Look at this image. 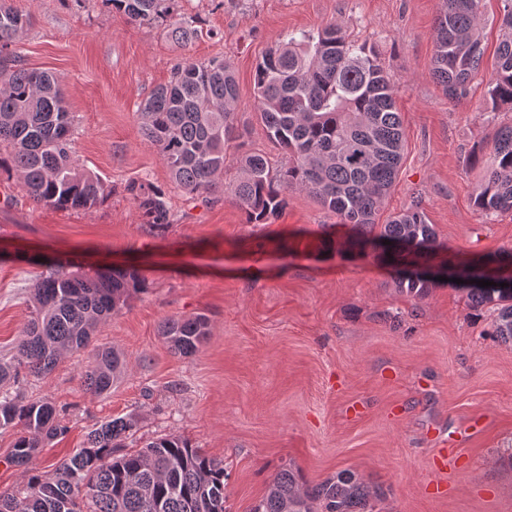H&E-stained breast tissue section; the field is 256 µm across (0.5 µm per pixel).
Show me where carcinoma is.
I'll return each instance as SVG.
<instances>
[{
  "instance_id": "obj_1",
  "label": "carcinoma",
  "mask_w": 512,
  "mask_h": 512,
  "mask_svg": "<svg viewBox=\"0 0 512 512\" xmlns=\"http://www.w3.org/2000/svg\"><path fill=\"white\" fill-rule=\"evenodd\" d=\"M102 2L135 23H167L177 41L196 34L198 17L178 14L177 0ZM481 3L443 0L437 17L432 76L452 101L467 99L480 70ZM502 3L503 33L488 93L493 108L512 109V0ZM30 25V16L11 0H0L1 58H16L11 47ZM254 81L260 120L268 138L288 155V164L274 174L262 154L236 155L239 177L224 192L246 222L270 223L286 207L287 193L299 190L350 226L357 238L370 235L404 151L394 81L375 47L346 41L331 24L315 36L291 33L262 57ZM238 98L231 66L212 59L176 64L171 80L140 104L142 136L159 150L173 182L185 192L210 193L222 183L227 156L242 137L234 119ZM73 122L52 74L15 63L0 67V170L16 174L37 204L90 210L110 190L76 158ZM472 164L484 170L474 190L476 209L487 218L512 213V124L497 131L489 153L473 154ZM125 191L147 224L169 225L165 194L149 180L131 181ZM374 243L393 253L436 252V233L422 198L391 216ZM450 277L464 280L474 310L496 306L489 335L512 343V253L457 259ZM475 279L494 285L480 287ZM433 281L427 274L407 272L399 287L423 297ZM147 288L146 277L132 267L101 271L73 262L55 264L32 284L30 320L11 361L0 363V381L23 370L49 374L62 352L86 348L99 325ZM209 332L203 314L167 318L160 326L169 348L184 357L196 354ZM122 367L118 352L97 350L85 374L86 390L94 395L110 391ZM136 426L131 416L102 423L52 471H35L22 490L1 493L0 512H226L224 461L172 435L138 451H121ZM8 427L20 428L10 461L24 468L37 448L67 431L49 400L1 392L0 428ZM381 494L351 470L306 485L288 468L274 475L252 512H374Z\"/></svg>"
}]
</instances>
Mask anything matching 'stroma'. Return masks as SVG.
<instances>
[{"mask_svg":"<svg viewBox=\"0 0 512 512\" xmlns=\"http://www.w3.org/2000/svg\"><path fill=\"white\" fill-rule=\"evenodd\" d=\"M15 4L33 19L16 54L56 76L79 162L112 192L93 209L59 210L34 204L0 172V358L30 318L34 280L58 260L133 264L148 280L51 374L0 382L49 399L67 427L33 468L48 469L104 421L132 415L134 446L174 435L223 461L227 512H251L288 467L310 485L356 472L383 489L376 512H512V343L488 336L493 306L470 309L449 281L422 298L399 292L394 268L374 251L348 249L349 228L308 193H289L269 224L246 223L223 191L190 197L137 117L175 64L224 60L238 82L244 149L279 170L286 155L255 109L256 66L288 33L336 24L347 41L376 48L397 89L405 148L379 221L419 192L449 252L509 253L512 214L489 220L476 210L482 171L470 163L512 122L511 109L488 103L501 0H482V68L461 102L430 74L442 0H179L178 10L199 17L186 43L101 0ZM142 178L166 193L165 233L151 231L123 191ZM196 313L208 317L209 336L196 355L174 354L162 321ZM102 348L125 365L110 393L96 396L84 374ZM441 448L454 460L444 472L434 465Z\"/></svg>","mask_w":512,"mask_h":512,"instance_id":"1","label":"stroma"}]
</instances>
